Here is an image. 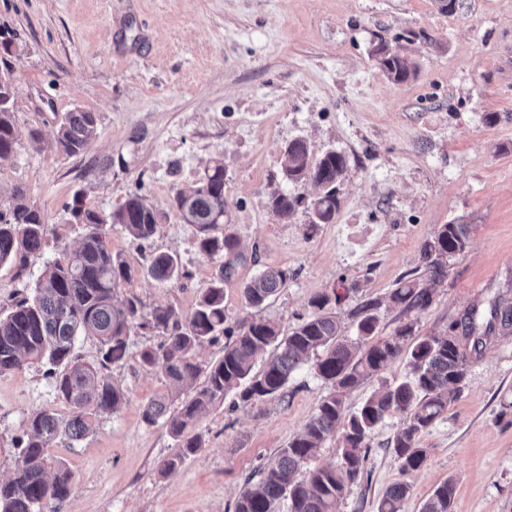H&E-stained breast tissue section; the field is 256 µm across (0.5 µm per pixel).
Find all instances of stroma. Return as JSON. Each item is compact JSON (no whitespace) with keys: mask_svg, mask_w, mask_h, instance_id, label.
Returning <instances> with one entry per match:
<instances>
[{"mask_svg":"<svg viewBox=\"0 0 512 512\" xmlns=\"http://www.w3.org/2000/svg\"><path fill=\"white\" fill-rule=\"evenodd\" d=\"M3 40L12 44L20 145L0 163V203L23 187L46 218L47 246L24 275L0 266L1 310L78 244L83 229L69 205L80 192L104 215L133 193L164 212L152 239H133L115 224L106 245L130 269L120 295L190 313L221 259L198 251L196 226L170 201L216 159L224 164V229L257 256L224 284L227 326L262 317L290 329L317 296L347 283L353 292L333 307L343 336L355 337L369 300L382 303L384 333L410 321L426 335L512 279V57L501 54L512 41V0H456L451 13L438 0H0ZM381 42L417 64L414 79L384 74L372 55ZM76 108L95 114L97 138L69 157L56 131ZM33 129L42 134L36 145ZM296 138L315 153L348 158L333 223L311 226L315 187L282 179L283 151ZM277 190L301 200L290 219L267 205ZM440 224H469L473 233L432 306L407 314L385 305ZM160 252L178 258L181 280L147 277ZM268 267L288 270L286 287L247 308L245 283ZM161 340L132 328L125 360L107 371L125 404L101 413L75 445H51L52 460L73 474L59 512H234L247 482L258 481V469L328 390L304 367L287 400L245 405L227 396L194 427L200 451L162 475L158 462L178 441L144 423L141 410L170 388L140 360ZM44 409L68 414L44 364L0 374V480L12 473L26 420ZM400 422L392 417L377 431L367 475L336 512H376L400 481L410 487L404 512H421L448 479L451 512H512V334L468 367L460 398L421 437L428 453L420 470L402 472L386 446Z\"/></svg>","mask_w":512,"mask_h":512,"instance_id":"1","label":"stroma"}]
</instances>
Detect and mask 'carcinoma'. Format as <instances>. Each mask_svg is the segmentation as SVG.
Instances as JSON below:
<instances>
[{
    "mask_svg": "<svg viewBox=\"0 0 512 512\" xmlns=\"http://www.w3.org/2000/svg\"><path fill=\"white\" fill-rule=\"evenodd\" d=\"M389 79L406 82L416 73V64L380 43L372 50ZM97 135L96 116L76 108L67 113L57 131V147L67 156L87 152ZM19 145L13 103L0 105V162L10 160ZM347 158L337 151L315 156L306 141L296 139L283 152L282 174L288 182L309 181L318 188L311 204V224H330L339 206V189ZM224 166L215 162L205 170L195 189L179 191L172 206L181 219L198 229L197 248L206 256L223 258L210 286L187 316L171 306H157L143 317L142 300L135 296L118 298L120 282L128 279V268L105 244L106 228L119 224L134 239L148 241L159 231L164 213L139 194L129 196L110 215L86 207L83 195H74L70 213L84 228L79 245L61 260L44 266L34 293L16 300L0 312V373L23 368L30 361L49 365L46 376L54 391L69 408L62 419L52 410L39 411L26 421V439L11 476L0 481V512H59L70 492L73 475L61 461H50L48 445L59 436L79 441L93 430L101 412H116L126 401L125 392L112 383L103 370L126 356L127 337L135 324L159 331L164 341L142 350V363L158 368L176 389L203 378L178 410H170L166 398L143 405L142 419L148 425L163 422L179 439V451L161 459L158 470L170 474L202 448L201 438L186 430L198 418L236 392L242 403H256L270 397L286 399L290 375L302 364L312 363L316 378L330 386L317 410L303 429L294 433L288 445L260 470L254 488L238 498L235 512H278L287 501V512H336V504L352 484L367 471L366 447L374 432L396 415H404L394 432L390 448L404 473L421 469L427 449L420 437L448 412L460 396L469 364L479 359L500 336L512 334V282L493 295L467 307L448 322L443 333L417 336L407 322L390 335H381L377 309L368 301L359 310L357 336L340 335L331 301L342 294H322L312 301L313 313L283 333L281 326L256 318L240 325L238 334L224 343V354L206 366L196 360V349L215 342L230 332L225 326L224 282L233 278L246 261L236 234H214L224 221ZM267 205L283 218L289 217L298 200L274 191ZM469 224H441L421 247L420 276L404 277L389 293L390 303L404 312H420L434 300L433 286L448 278L450 261L466 249ZM46 244L44 215L30 205L25 191L14 190L5 210H0V265L9 264L20 277L30 259L42 255ZM146 274L158 282L179 278L176 257L159 253L152 257ZM288 273L263 269L243 288L245 305L261 308L285 287ZM95 336L101 343L99 365L80 362L74 355L76 337ZM273 349L262 369L254 370L257 356ZM404 357L410 376L370 395L351 414L343 410L346 393ZM336 440L338 461L313 467L318 449ZM454 483L448 479L433 491L421 512H449ZM409 493L404 482L386 489L377 512H401Z\"/></svg>",
    "mask_w": 512,
    "mask_h": 512,
    "instance_id": "carcinoma-1",
    "label": "carcinoma"
}]
</instances>
